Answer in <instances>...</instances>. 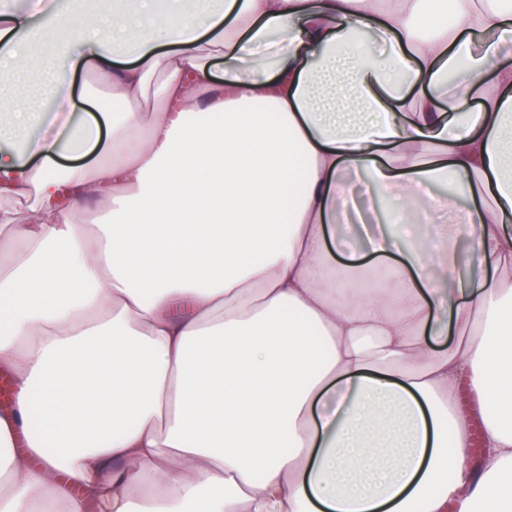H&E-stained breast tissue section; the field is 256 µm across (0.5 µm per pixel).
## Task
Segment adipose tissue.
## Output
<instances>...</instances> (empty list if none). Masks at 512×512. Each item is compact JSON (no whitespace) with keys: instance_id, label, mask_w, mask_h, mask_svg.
Returning <instances> with one entry per match:
<instances>
[{"instance_id":"adipose-tissue-1","label":"adipose tissue","mask_w":512,"mask_h":512,"mask_svg":"<svg viewBox=\"0 0 512 512\" xmlns=\"http://www.w3.org/2000/svg\"><path fill=\"white\" fill-rule=\"evenodd\" d=\"M139 2L127 62L0 12L52 102L0 98V512H512V0ZM79 70L123 109L63 169Z\"/></svg>"}]
</instances>
